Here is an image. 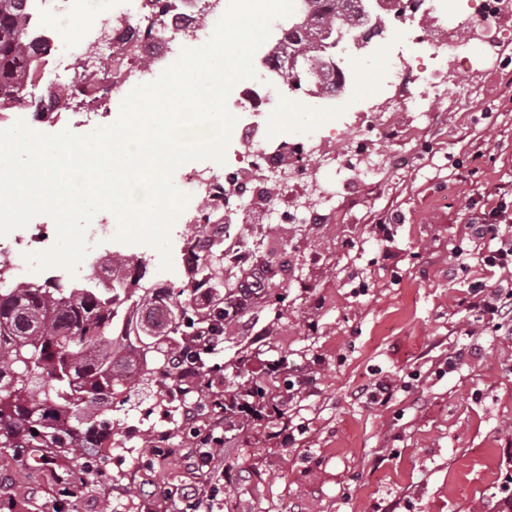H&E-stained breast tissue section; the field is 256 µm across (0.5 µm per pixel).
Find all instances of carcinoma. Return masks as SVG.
I'll return each mask as SVG.
<instances>
[{
	"mask_svg": "<svg viewBox=\"0 0 512 512\" xmlns=\"http://www.w3.org/2000/svg\"><path fill=\"white\" fill-rule=\"evenodd\" d=\"M330 2L329 8L300 19L299 31L286 47L291 83L318 93L325 78L315 72L329 71L336 30L361 26L351 0ZM32 27L29 0H0V104L12 105L23 97L33 106L25 91L33 86L36 72ZM218 257L224 254L213 249L202 255L190 282L174 295L143 282L142 260L129 256L108 260V286L79 287L55 279L39 285L0 283V447L25 448L43 464L69 455L87 468L96 467L105 461L97 450L112 445V397L132 366L142 365L143 376L160 386L161 396H176L181 387L178 362L184 359L195 362L201 382H206L210 358L194 354L187 342L204 325L219 337L236 325L237 284L224 280ZM201 291L215 295L207 308L197 305ZM126 292L134 302L122 332L128 343L114 349L107 336ZM147 324L153 328L152 342L143 340ZM171 334L182 337L179 346L166 352L161 365L150 363L156 338ZM62 416L69 419L64 429L56 425Z\"/></svg>",
	"mask_w": 512,
	"mask_h": 512,
	"instance_id": "obj_1",
	"label": "carcinoma"
}]
</instances>
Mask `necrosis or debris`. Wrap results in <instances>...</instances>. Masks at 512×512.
<instances>
[{"mask_svg": "<svg viewBox=\"0 0 512 512\" xmlns=\"http://www.w3.org/2000/svg\"><path fill=\"white\" fill-rule=\"evenodd\" d=\"M434 2L435 13L445 16L448 25L440 36H427V43L436 55L449 57L457 68L473 69L484 60V47L498 43L504 31L501 20L508 15L506 4L503 0ZM31 6L35 26H42L47 18L54 22L45 33L55 44L54 52L41 64L35 86L40 90H68L66 109L81 123L105 121L113 101L124 99L137 85L155 80L186 45L205 44L224 13V0H32ZM75 19L83 24L80 40L63 38V31ZM462 26L468 34L461 38L457 30ZM403 36L404 31L399 28L393 37L371 39L386 61L379 82L381 94L374 108L383 119V133L389 137L400 133L399 113L416 112L426 121L432 117L422 88L432 84L434 75L427 69L405 64L399 53ZM364 39L365 31H354L338 47L342 57L341 66L336 69L338 94H304L303 109L335 112L362 97L365 76L357 43ZM118 60L127 64L123 76L100 84L96 109H86V97L79 92L82 74L111 68ZM240 139L247 166L220 172L195 169L187 175L184 185L190 196L187 211L193 213L195 221L215 227V243L243 266L249 262L251 250L238 239L234 215L251 207L256 191L271 184L287 186L286 170H300L304 159L323 161L331 145L320 138L284 141V149L293 155L290 164L285 165L279 153L266 150L256 132L241 131ZM55 238V232L44 223H32L0 237V274L10 275L17 282L33 279L35 273L25 261V254L49 248Z\"/></svg>", "mask_w": 512, "mask_h": 512, "instance_id": "necrosis-or-debris-1", "label": "necrosis or debris"}]
</instances>
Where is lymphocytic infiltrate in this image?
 <instances>
[{"instance_id":"lymphocytic-infiltrate-1","label":"lymphocytic infiltrate","mask_w":512,"mask_h":512,"mask_svg":"<svg viewBox=\"0 0 512 512\" xmlns=\"http://www.w3.org/2000/svg\"><path fill=\"white\" fill-rule=\"evenodd\" d=\"M469 229L468 239L478 244L483 266L504 271L512 269V205L505 198L486 204ZM461 307L468 322L498 328L503 322H512V290L488 292L477 285L471 288ZM241 365L251 369L257 386L249 392H232L225 396L216 420L206 431L195 435L187 457L194 469L213 480L214 487L209 491L179 485L168 488L166 496L178 501L179 512H220L217 488L237 483L238 470L224 464L214 450L215 443L223 441L227 424L238 422L259 426L271 440L287 442L293 437L291 422L286 416L285 398L273 390L274 383L287 368V360L282 357L266 360L255 367L245 358Z\"/></svg>"}]
</instances>
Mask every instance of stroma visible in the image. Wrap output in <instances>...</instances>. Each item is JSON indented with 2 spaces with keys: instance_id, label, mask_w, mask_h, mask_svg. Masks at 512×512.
Segmentation results:
<instances>
[{
  "instance_id": "35a3bbf8",
  "label": "stroma",
  "mask_w": 512,
  "mask_h": 512,
  "mask_svg": "<svg viewBox=\"0 0 512 512\" xmlns=\"http://www.w3.org/2000/svg\"><path fill=\"white\" fill-rule=\"evenodd\" d=\"M492 54L489 69L424 88L428 126L400 114L402 126L419 127L415 139L379 136L367 99L345 112H299L268 134L271 151L288 133L325 136L340 150L364 139L380 160L363 178L343 164L318 171L305 200L333 196L325 222L301 214L268 231L261 209L239 218L253 263H269L271 276L263 301L218 346L224 385H237L238 359L258 348L287 358L279 390L299 376L311 383L287 405L306 428L295 444L259 429L225 433L220 455L242 478L223 490V512H499L500 485L512 474V338L483 326L467 335L459 303L475 282L512 286V273L455 254L481 206L512 196V28ZM388 219L391 238L377 240L373 226ZM460 348L463 363L437 377ZM410 373L412 387L386 404L361 395ZM127 393L126 409L112 415L113 440L139 446L161 435L169 454L144 474L110 458L103 477L88 475L80 497L63 499L51 475L74 460L24 464L0 448V496L13 512H52L58 499L67 512H100L105 498L117 512H176L167 488L207 489L181 455L190 446L182 414L194 397L170 403L137 380Z\"/></svg>"
}]
</instances>
